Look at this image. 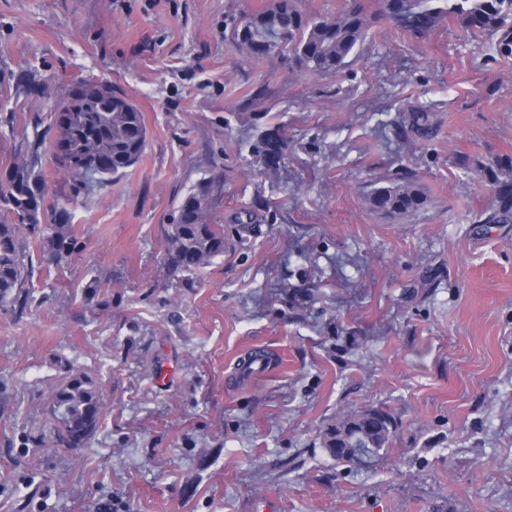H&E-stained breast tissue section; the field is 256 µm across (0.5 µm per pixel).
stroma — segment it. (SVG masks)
<instances>
[{"instance_id": "1", "label": "stroma", "mask_w": 512, "mask_h": 512, "mask_svg": "<svg viewBox=\"0 0 512 512\" xmlns=\"http://www.w3.org/2000/svg\"><path fill=\"white\" fill-rule=\"evenodd\" d=\"M267 2L0 0V171L79 81L123 92L147 129L139 162L77 195L41 159L75 248L51 262L20 235L26 303L0 306V512H512V224L483 221L512 158V61L455 19L421 36L381 19L341 73L307 76L234 45ZM403 165L426 206L372 211ZM203 185L224 251L177 269L167 234ZM254 351L272 371L248 372ZM76 373L98 425L41 448ZM372 406L396 422L390 448L336 464L322 430Z\"/></svg>"}]
</instances>
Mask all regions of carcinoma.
<instances>
[{"instance_id": "carcinoma-1", "label": "carcinoma", "mask_w": 512, "mask_h": 512, "mask_svg": "<svg viewBox=\"0 0 512 512\" xmlns=\"http://www.w3.org/2000/svg\"><path fill=\"white\" fill-rule=\"evenodd\" d=\"M353 0L334 16L308 17L296 0H269L267 7L247 17L244 28L233 32L235 46L253 59L292 57L310 74L333 75L346 65L379 17L397 29L423 34L448 17L459 19L471 32L499 35L496 54L512 57V0ZM52 138L33 143L29 158L0 173V304L21 299L28 269L19 243L24 228L41 235L40 246L53 260L74 248L70 214L46 203L44 179L38 169L49 153L72 177L75 190L112 177L135 165L145 148L147 130L142 112L125 95L108 85L82 83L59 99ZM494 199L485 224H512V158L492 173ZM211 188L200 187L180 206L177 222L167 238L170 263L183 270L204 267L224 252V229L207 222ZM380 213L409 216L427 203L417 175L402 166L381 179L368 199ZM49 446L78 448L96 428L101 404L92 381L82 375L53 390ZM395 424L381 408L344 410L322 432V446L338 464L378 458L390 447Z\"/></svg>"}]
</instances>
